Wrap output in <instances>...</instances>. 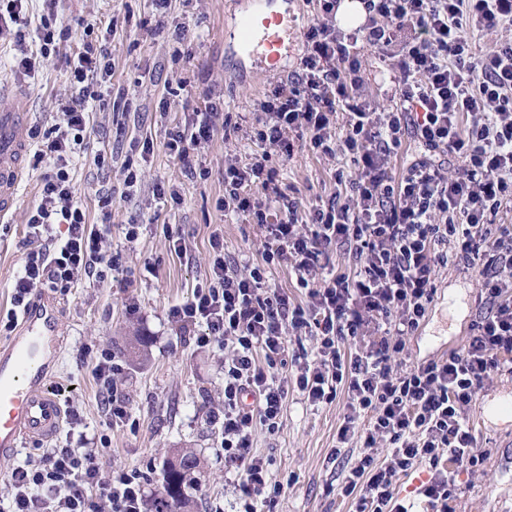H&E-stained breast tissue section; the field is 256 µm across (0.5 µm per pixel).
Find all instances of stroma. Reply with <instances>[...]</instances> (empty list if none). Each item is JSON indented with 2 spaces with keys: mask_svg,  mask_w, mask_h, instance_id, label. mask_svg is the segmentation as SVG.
<instances>
[{
  "mask_svg": "<svg viewBox=\"0 0 512 512\" xmlns=\"http://www.w3.org/2000/svg\"><path fill=\"white\" fill-rule=\"evenodd\" d=\"M226 0H175L162 33H155L150 0H59V18L78 16L112 27L109 50L112 78L98 82L104 111L91 115L92 152L81 155L71 169L78 194L90 221H98L100 190L121 189L112 205L111 238L128 266L134 285L85 282L60 296L62 318L69 339L54 376L62 403L77 402L83 424L108 435L109 455L103 470L136 468L146 474L147 495L160 489L158 474L172 448H191L201 459V486L196 493L198 512L211 499L224 512L238 508V476L224 466L221 437L206 421L209 407L224 399L223 358L218 351L199 348L178 335L168 319L172 305L187 301L204 280L212 259L211 235L224 240L226 256L259 262L264 230L224 213V158L248 161L257 146L246 135L254 121L255 103L263 99L280 77L259 70L232 50L234 27L225 11ZM189 25L198 35L192 58L178 54L172 37L176 25ZM367 83L364 93L376 109L393 103L394 87L377 56L365 52ZM0 86L24 91L31 112L28 140L37 144L59 121L57 102L67 90L58 58L45 61L36 77L0 65ZM222 100L235 131L230 139L215 138L195 157L193 172L162 147L168 132L185 125L204 93ZM152 137L155 147L147 159H136L141 182L124 189L122 165L132 140ZM111 153L107 167L93 161L94 150ZM26 178L20 184L11 215L0 220V312L10 307V291L24 257L25 219L34 205L40 171L33 153L24 158ZM351 174L355 166L347 155L322 157L309 148L295 152L279 168V181L304 205L328 201L336 191L337 171ZM177 191L180 204L154 195L155 184ZM137 225L138 238L126 240L128 225ZM181 236L186 256L171 253L170 236ZM478 272L456 265L439 272L437 296L425 320L411 336L402 356L405 363L439 358L459 347L481 309ZM91 346L107 347L126 362L120 385L132 420L109 424L95 399L91 369L77 366L76 353ZM512 398V376L493 379L479 392L470 412L479 422L477 444L490 456L476 473H460L457 512H512V411L483 414L485 400ZM346 398L313 407L297 387H289L281 428L268 433L257 427L253 451L269 460L273 482L282 492L274 502L260 503L261 512H351L352 502L329 493L342 477L344 460H332L336 431Z\"/></svg>",
  "mask_w": 512,
  "mask_h": 512,
  "instance_id": "obj_1",
  "label": "stroma"
}]
</instances>
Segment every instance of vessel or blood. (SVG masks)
Returning a JSON list of instances; mask_svg holds the SVG:
<instances>
[{
  "mask_svg": "<svg viewBox=\"0 0 512 512\" xmlns=\"http://www.w3.org/2000/svg\"><path fill=\"white\" fill-rule=\"evenodd\" d=\"M238 30L240 52L269 71L298 35L287 15L263 8L244 12ZM28 120L22 93L0 91V217L14 207L23 179ZM67 340L60 303L41 293L25 309L16 333L0 345V472L22 440H48L60 432L64 409L50 377Z\"/></svg>",
  "mask_w": 512,
  "mask_h": 512,
  "instance_id": "obj_1",
  "label": "vessel or blood"
}]
</instances>
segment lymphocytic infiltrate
<instances>
[{
    "mask_svg": "<svg viewBox=\"0 0 512 512\" xmlns=\"http://www.w3.org/2000/svg\"><path fill=\"white\" fill-rule=\"evenodd\" d=\"M28 2L0 0V35L14 42V69L32 76L75 29L89 35L94 25L84 17L61 22L57 0H42L39 21H31ZM314 2L298 69L257 105L249 137L261 152L245 164L224 161L221 206L264 229L262 259L231 260L213 237L204 283L169 317L180 335L224 356V402L206 419L221 433L225 466L240 476L242 512H257L270 486L269 462L254 454L252 434L259 425L279 430L292 384L314 407L346 397L336 450L347 470L336 494L351 499L355 512H411L394 484L424 463L434 472L419 493L431 512H456L454 471L438 465L445 459L470 469L484 461L469 413L487 382L512 375V225L488 227L489 215L512 202V0H362L366 23L349 34L336 26L339 0ZM473 31L509 37L480 47ZM367 49L387 66L398 105L379 111L364 98ZM107 58L103 40L63 57L70 89L59 103L61 122L35 153L45 168L26 216L27 252L4 330L14 329L36 293L65 294L122 269L109 238L111 193L99 195L101 222L92 224L70 174L86 148L89 114L104 104L93 83L107 77ZM338 113L345 116L339 128ZM223 118L221 104L206 101L190 125L168 132L165 149L192 168ZM410 143L412 160L393 172L392 158ZM299 146L348 155L356 165L354 175L337 176L328 203L307 208L282 190L270 158L289 160ZM338 248L355 268L327 275ZM281 263L304 302L268 286L269 267ZM451 263L478 270L482 310L460 348L400 366L435 300L438 273ZM291 334L313 338L315 354L288 355ZM348 346L353 354H345ZM77 359L94 364L106 419L127 421L122 362L107 348H83ZM80 424L70 407L64 441L36 446L13 465L0 512H144L143 473L103 471L110 440Z\"/></svg>",
    "mask_w": 512,
    "mask_h": 512,
    "instance_id": "obj_1",
    "label": "lymphocytic infiltrate"
}]
</instances>
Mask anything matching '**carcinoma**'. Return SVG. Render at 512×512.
<instances>
[{"instance_id":"obj_1","label":"carcinoma","mask_w":512,"mask_h":512,"mask_svg":"<svg viewBox=\"0 0 512 512\" xmlns=\"http://www.w3.org/2000/svg\"><path fill=\"white\" fill-rule=\"evenodd\" d=\"M200 466L201 460L193 450L173 449L170 457L163 461L161 489L151 499L149 512H195V472Z\"/></svg>"}]
</instances>
